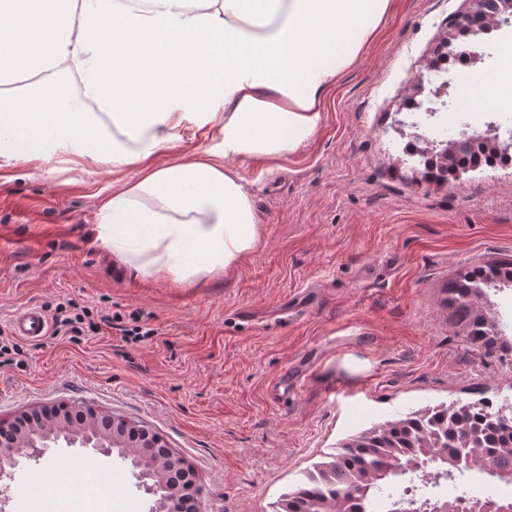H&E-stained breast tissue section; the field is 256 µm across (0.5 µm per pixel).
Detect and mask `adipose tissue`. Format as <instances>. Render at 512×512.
<instances>
[{
	"label": "adipose tissue",
	"mask_w": 512,
	"mask_h": 512,
	"mask_svg": "<svg viewBox=\"0 0 512 512\" xmlns=\"http://www.w3.org/2000/svg\"><path fill=\"white\" fill-rule=\"evenodd\" d=\"M390 0H0V160L137 168L97 213L93 243L135 276L222 277L260 240L232 167L317 132L323 96ZM79 78L64 98L61 74ZM471 111L512 109V68L468 71ZM213 146L159 164L185 123Z\"/></svg>",
	"instance_id": "obj_1"
}]
</instances>
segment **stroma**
<instances>
[{"mask_svg": "<svg viewBox=\"0 0 512 512\" xmlns=\"http://www.w3.org/2000/svg\"><path fill=\"white\" fill-rule=\"evenodd\" d=\"M468 0H391L360 57L323 98L305 144L236 170L254 195L258 247L223 277L186 287L133 277L93 243L105 197L136 170L76 160L47 175L0 166V341L11 319L73 301L119 329L48 335L0 355V418L79 405L146 425L192 466L196 512H273L305 471L373 425L426 407L512 400V360L471 345L443 305L449 280L512 259V165L423 179L411 122L430 138L500 127L512 112H468L452 74L447 111H410L429 63ZM141 326L135 341L121 327ZM112 481L97 512H149L131 467L59 442L9 491L22 512L32 479Z\"/></svg>", "mask_w": 512, "mask_h": 512, "instance_id": "35a3bbf8", "label": "stroma"}]
</instances>
